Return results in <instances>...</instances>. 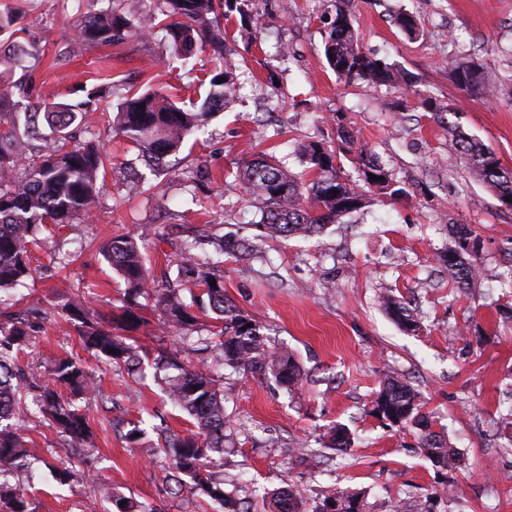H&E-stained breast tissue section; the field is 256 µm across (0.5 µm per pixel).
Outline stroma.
I'll list each match as a JSON object with an SVG mask.
<instances>
[{
  "label": "stroma",
  "instance_id": "1",
  "mask_svg": "<svg viewBox=\"0 0 512 512\" xmlns=\"http://www.w3.org/2000/svg\"><path fill=\"white\" fill-rule=\"evenodd\" d=\"M78 0H28L19 39L43 56L27 82L30 102L70 100L79 88L111 87L87 119L111 156L92 219L52 231L44 228L30 253L31 278L0 293V327L36 305H63L84 297L92 312L119 315L126 285L100 254L101 243L134 235L152 279L176 275V225L207 227L214 239H250L255 209L235 173L258 153L274 155L300 182L310 180L298 151L309 141L330 142L337 123L392 169L406 193L373 195L365 209L307 238L274 239L264 259L249 264L224 256V291L261 328L272 348H286L304 373L287 391L272 376L218 369L224 415L233 438L224 445V490L247 498L251 512H267V496L293 485L305 512L325 490L358 493L372 512H512V443L496 421L512 406V316L498 308L500 277L512 271V208L470 179L444 130L420 108V95L451 106L456 123L488 146L512 171V0H348L362 50L414 79L398 85H346L328 67L324 40L335 0H252L251 21L238 12L224 19V43L242 63L240 90L223 111L189 136L165 165L151 168L140 149L107 128L130 91L176 88L183 107L208 93L200 75L212 50L182 67L162 29L124 43L90 46L61 37L78 17ZM414 17L408 38L394 22ZM475 66L485 89L466 92L453 79L456 64ZM472 225L480 239V276L458 289L437 255L451 245L448 227ZM407 303L416 331L399 328L380 305L381 293ZM140 327L131 333L145 367L142 377L118 375L85 351L65 315L44 322L15 356L17 365L48 380L53 363L73 357L93 367L100 393L75 398L93 432L74 476L60 484L58 435L30 398L19 423L32 464L17 483L33 512H114L99 484L152 512H223L189 490L171 493L156 449L158 420L174 432L192 431L190 418L167 401L155 376L161 355L181 349L193 365L208 360L198 334L166 326L153 295L139 300ZM408 380L423 396L434 431L445 433L461 456L455 473L437 471L418 446L417 431L373 414L387 372ZM146 436L129 442L130 423ZM349 429L348 451L329 452L317 470L298 465V447L318 449L329 429Z\"/></svg>",
  "mask_w": 512,
  "mask_h": 512
}]
</instances>
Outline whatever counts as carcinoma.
Here are the masks:
<instances>
[{"mask_svg":"<svg viewBox=\"0 0 512 512\" xmlns=\"http://www.w3.org/2000/svg\"><path fill=\"white\" fill-rule=\"evenodd\" d=\"M100 0H90L92 7L75 21L77 37L88 45H116L133 33L145 32L158 25L166 30L172 50L190 57L196 50L209 46L217 64L206 78L209 91L198 109H185L175 101V95L147 89L133 91L117 104L112 120L113 129L151 154L162 164L176 153L186 137L203 127L210 111L224 107L237 89L236 66L224 55V10L237 11L241 20L250 14L237 0H162L161 14L144 15L131 0L123 6L94 8ZM21 11L5 6L0 11V44L8 46L4 61L12 67L25 63L38 65L41 54L17 42V24ZM328 66L347 82H367L386 85L399 82L411 86L407 75L393 70L382 59L371 57L360 48L347 10L336 4V16L324 43ZM460 89L469 91L479 83L478 70L473 65L453 69ZM224 82L219 83L217 79ZM25 94L23 82L7 85L0 81V291L12 289L31 276L29 253L37 244L40 228L53 224L63 228L92 216L99 198V175L106 170L108 156L95 138L81 139L76 130L86 126L93 104L106 94L101 88L87 93L77 102H49L22 105L15 93ZM421 108L431 113L448 131L454 153L463 159L472 178L488 187L498 199L512 198V172L503 170L499 159L481 141L462 132L448 120L451 107L442 106L431 97L420 100ZM337 150L326 151L319 143L310 142L301 152L312 167L320 172L299 186L273 155L262 154L244 164L239 180L250 191L261 211L258 227L265 237H309L342 217L363 209L367 204L366 189L376 187L390 199L407 194L399 186L388 165L372 153L347 126L337 124ZM354 156L358 179L352 181L342 166L334 164L337 157ZM377 179H369V175ZM453 245L438 254V260L448 270V280L456 287L468 289L478 277L480 255L470 245L478 236L466 224L451 228ZM107 261L118 270L126 283V309L121 314L122 329H134L141 317L134 308L137 298L151 285L140 245L132 235L115 237L104 247ZM178 278L204 286L211 311L222 323L214 332V343L222 363L251 374H270L280 384L292 387L302 382V373L292 355L285 350L269 348L256 320L241 311L224 294L223 276L210 271L209 263L187 253L178 268ZM216 286H211V282ZM381 305L403 327L415 323L404 303L388 294L380 296ZM158 304L175 327L193 326L196 317L189 312L180 289L165 288L158 293ZM71 321L76 323L86 350L94 357L124 370L131 377L141 369L139 351L126 343L124 337L112 332L113 320L95 322L89 308L81 301L66 307ZM33 326L18 318L16 325L0 335V506L5 512H32L24 492L10 487L3 479L27 469L29 450L24 448L10 420L20 417L19 397L27 390H36V405L60 434V448L65 467L57 470L59 482L72 476L67 464L85 454L84 445L91 436L88 420L72 402L63 399L57 388L65 387L75 395L98 391L92 370L71 358L59 359L52 369L51 381L38 385L17 367L11 352L13 346L29 335ZM116 353L111 354L109 350ZM163 369L174 374L161 378L167 400L186 413L196 430L180 435L169 428L160 429L163 451L169 457L174 488L188 487L192 493L205 496L221 505L229 499L224 493V480L216 477L217 460L212 454L224 453V393L216 388L214 377L207 371L185 366L171 352L162 358ZM421 396L407 382L387 375L380 383L373 411L394 425L418 427L421 430L419 448L433 466L453 471L460 462L459 452L439 433L431 429L421 412ZM351 447L349 431L338 427L333 431L327 448L344 450ZM360 499L358 494H346L335 488L326 491L314 512H331L336 501ZM273 512H303L301 501L290 487L272 493Z\"/></svg>","mask_w":512,"mask_h":512,"instance_id":"1","label":"carcinoma"}]
</instances>
